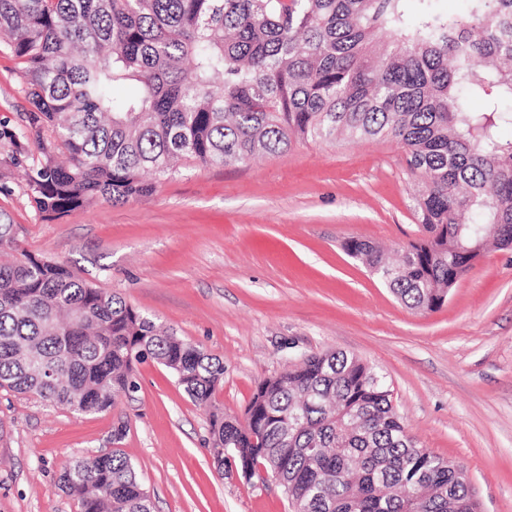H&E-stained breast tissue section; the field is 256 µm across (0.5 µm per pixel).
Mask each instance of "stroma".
Listing matches in <instances>:
<instances>
[{"label": "stroma", "mask_w": 512, "mask_h": 512, "mask_svg": "<svg viewBox=\"0 0 512 512\" xmlns=\"http://www.w3.org/2000/svg\"><path fill=\"white\" fill-rule=\"evenodd\" d=\"M22 65L0 44V127L29 142ZM30 157L0 139V220L22 249L69 266L224 362L216 394L244 418L258 383L316 353L384 374L420 448L465 465L483 512H512V249H491L429 313L409 309L343 245L397 252L419 239L404 149L300 142L244 164L193 160L155 192L47 219L27 192ZM78 415L0 388V512H78L59 476L121 446L154 512H292L278 483L218 473L208 411L162 365Z\"/></svg>", "instance_id": "obj_1"}]
</instances>
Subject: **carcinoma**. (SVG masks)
I'll return each mask as SVG.
<instances>
[{
	"label": "carcinoma",
	"instance_id": "obj_1",
	"mask_svg": "<svg viewBox=\"0 0 512 512\" xmlns=\"http://www.w3.org/2000/svg\"><path fill=\"white\" fill-rule=\"evenodd\" d=\"M0 0L23 64L35 155L27 190L47 219L149 195L179 162L233 166L297 141L391 140L406 150L426 236L391 262L349 239L406 307L433 312L475 244L512 248V0ZM131 92L122 100L112 90ZM18 251L0 222V252ZM167 368L211 408L210 453L265 471L293 512H478L466 471L417 447L385 378L342 351L262 380L241 422L216 406L224 362L122 298L27 251L0 262V387L80 414ZM81 512H153L120 448L60 476Z\"/></svg>",
	"mask_w": 512,
	"mask_h": 512
}]
</instances>
